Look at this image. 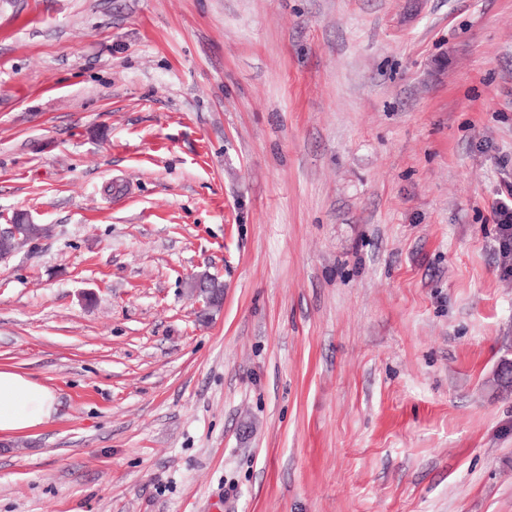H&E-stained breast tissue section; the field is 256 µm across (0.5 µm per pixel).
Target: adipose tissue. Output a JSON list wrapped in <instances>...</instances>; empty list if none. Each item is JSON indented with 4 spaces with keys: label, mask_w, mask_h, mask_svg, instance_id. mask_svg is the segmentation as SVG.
Segmentation results:
<instances>
[{
    "label": "adipose tissue",
    "mask_w": 512,
    "mask_h": 512,
    "mask_svg": "<svg viewBox=\"0 0 512 512\" xmlns=\"http://www.w3.org/2000/svg\"><path fill=\"white\" fill-rule=\"evenodd\" d=\"M55 412L51 388L14 367L0 365V436L30 432L46 424Z\"/></svg>",
    "instance_id": "obj_1"
}]
</instances>
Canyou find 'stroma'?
<instances>
[{
	"label": "stroma",
	"instance_id": "stroma-1",
	"mask_svg": "<svg viewBox=\"0 0 512 512\" xmlns=\"http://www.w3.org/2000/svg\"><path fill=\"white\" fill-rule=\"evenodd\" d=\"M510 182L512 0H0V512H512ZM492 201V212L500 230L511 231L512 237V185L505 192L501 191ZM50 228L44 224H33L16 219L11 227L0 231V250L18 252L34 240L49 236ZM195 293L203 295L202 300L207 309L218 307L224 294V287H218L214 277L203 276L194 281ZM55 412L51 388L14 367L0 365V436L30 432L46 424Z\"/></svg>",
	"mask_w": 512,
	"mask_h": 512
}]
</instances>
